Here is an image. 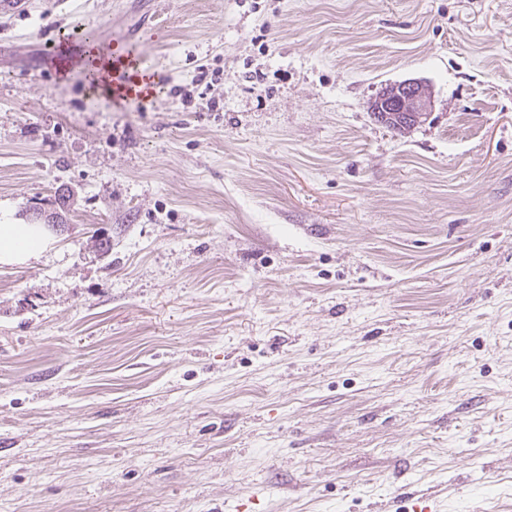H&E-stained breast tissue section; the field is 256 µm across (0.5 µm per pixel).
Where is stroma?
Here are the masks:
<instances>
[{
  "mask_svg": "<svg viewBox=\"0 0 512 512\" xmlns=\"http://www.w3.org/2000/svg\"><path fill=\"white\" fill-rule=\"evenodd\" d=\"M160 9L0 0V221L64 220L0 264V512H503L512 0ZM86 29L137 32L152 104L44 69ZM431 102V89L425 82L418 79H406L390 84L385 88L371 103V112H373V115L376 113V116L380 117L391 114V117L396 120V127L400 128L397 129L388 120L385 121L383 117L381 119L377 118V120L393 130L402 132L401 129H410L407 125L413 126L427 120L431 110ZM380 112H382V115Z\"/></svg>",
  "mask_w": 512,
  "mask_h": 512,
  "instance_id": "1",
  "label": "stroma"
}]
</instances>
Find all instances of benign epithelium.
Instances as JSON below:
<instances>
[{"label": "benign epithelium", "instance_id": "7a95c632", "mask_svg": "<svg viewBox=\"0 0 512 512\" xmlns=\"http://www.w3.org/2000/svg\"><path fill=\"white\" fill-rule=\"evenodd\" d=\"M431 102V89L425 82L406 79L385 88L372 102L371 111L384 116L391 115L396 126L404 129L426 120Z\"/></svg>", "mask_w": 512, "mask_h": 512}]
</instances>
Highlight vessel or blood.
<instances>
[{
    "instance_id": "b4317fda",
    "label": "vessel or blood",
    "mask_w": 512,
    "mask_h": 512,
    "mask_svg": "<svg viewBox=\"0 0 512 512\" xmlns=\"http://www.w3.org/2000/svg\"><path fill=\"white\" fill-rule=\"evenodd\" d=\"M45 55L49 65L65 70L79 63L94 67L97 88L110 93L113 103L119 105L133 99L151 103L160 83L159 74L145 66L140 41L133 33L112 46L79 40L52 42L46 46Z\"/></svg>"
}]
</instances>
